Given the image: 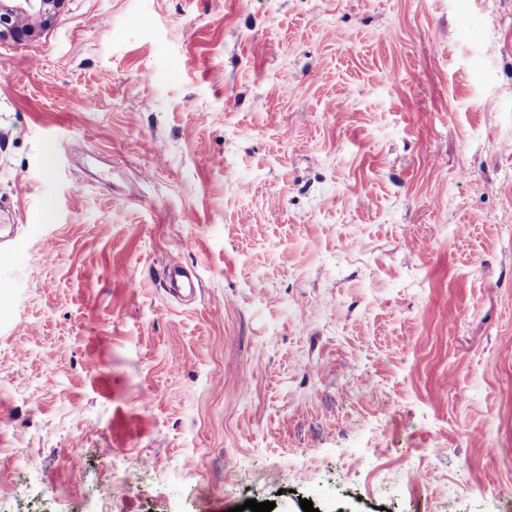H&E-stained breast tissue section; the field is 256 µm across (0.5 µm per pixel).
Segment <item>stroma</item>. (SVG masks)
<instances>
[{
    "instance_id": "obj_1",
    "label": "stroma",
    "mask_w": 512,
    "mask_h": 512,
    "mask_svg": "<svg viewBox=\"0 0 512 512\" xmlns=\"http://www.w3.org/2000/svg\"><path fill=\"white\" fill-rule=\"evenodd\" d=\"M304 499L512 512V0H65L0 39V512Z\"/></svg>"
}]
</instances>
